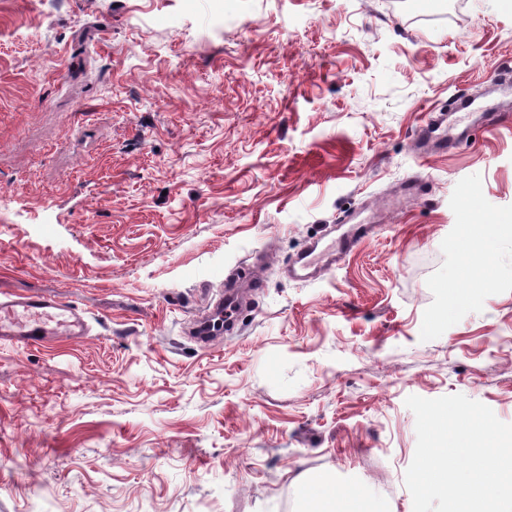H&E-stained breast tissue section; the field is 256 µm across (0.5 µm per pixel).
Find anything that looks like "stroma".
<instances>
[{
	"label": "stroma",
	"mask_w": 512,
	"mask_h": 512,
	"mask_svg": "<svg viewBox=\"0 0 512 512\" xmlns=\"http://www.w3.org/2000/svg\"><path fill=\"white\" fill-rule=\"evenodd\" d=\"M505 77L501 0H0V294L89 326L0 339V512H302L319 472L413 512L408 396L512 423ZM461 94L458 140L425 150ZM466 232L494 280L447 318ZM250 268L234 333L199 339ZM357 231L356 235L339 241L332 240L323 248L320 247L321 241L312 242L297 261L298 269H294V274L306 278L318 268L319 264L333 266L341 262L357 246L364 234L368 233L367 224H361Z\"/></svg>",
	"instance_id": "1"
}]
</instances>
